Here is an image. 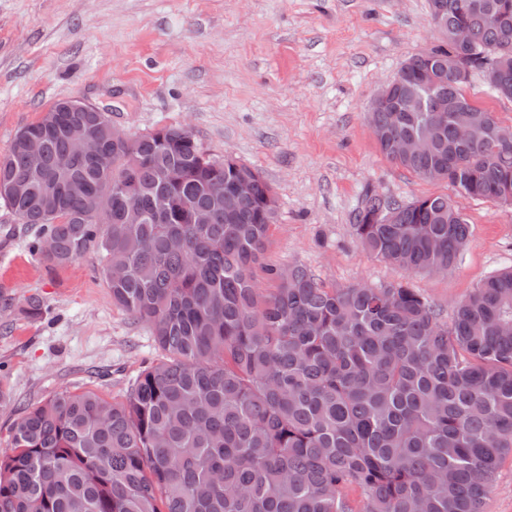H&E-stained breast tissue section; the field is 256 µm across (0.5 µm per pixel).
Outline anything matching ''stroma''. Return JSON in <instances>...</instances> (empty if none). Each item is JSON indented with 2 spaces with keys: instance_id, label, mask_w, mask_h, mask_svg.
I'll return each instance as SVG.
<instances>
[{
  "instance_id": "obj_1",
  "label": "stroma",
  "mask_w": 512,
  "mask_h": 512,
  "mask_svg": "<svg viewBox=\"0 0 512 512\" xmlns=\"http://www.w3.org/2000/svg\"><path fill=\"white\" fill-rule=\"evenodd\" d=\"M428 0H0V156L62 100L106 110L131 134L189 126L205 153L259 169L278 198L266 263H300L325 283L408 280L450 319L488 276L512 267V206L459 197L381 152L369 108L401 65L439 47ZM512 126V101L484 72L462 85ZM445 195L470 228L441 275L406 274L353 234L364 196ZM36 224L0 201V454L34 404L69 390L122 400L164 356L146 324L112 302L89 248L48 269ZM43 315L25 312L29 298Z\"/></svg>"
}]
</instances>
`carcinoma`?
I'll return each instance as SVG.
<instances>
[{"label": "carcinoma", "mask_w": 512, "mask_h": 512, "mask_svg": "<svg viewBox=\"0 0 512 512\" xmlns=\"http://www.w3.org/2000/svg\"><path fill=\"white\" fill-rule=\"evenodd\" d=\"M429 9L448 48L402 65L403 83L388 84L401 111L375 109L373 135L417 176L440 167L459 196L496 201L512 191V140L499 136L512 129L465 97L455 70L486 69L512 100V0ZM459 27L466 46L451 42ZM73 123L101 154L73 153ZM413 135L427 150L394 155ZM241 170L244 198L230 190ZM0 185L23 223L42 226L32 250L48 268L97 246L112 302L165 353L120 401L64 390L16 420L0 512H481L512 448V270L449 323L403 281L328 286L298 263L284 281L264 262L273 188L258 170L206 156L178 126L115 144L98 112L30 124ZM353 228L409 273L447 272L469 235L446 195H369Z\"/></svg>", "instance_id": "obj_1"}]
</instances>
